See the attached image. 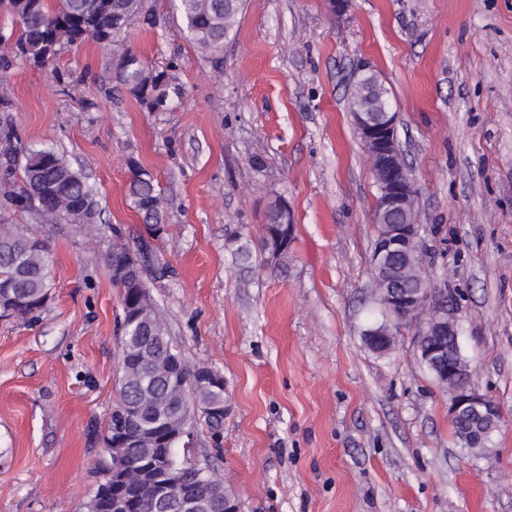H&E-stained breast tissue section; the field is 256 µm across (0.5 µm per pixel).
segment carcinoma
Here are the masks:
<instances>
[{"mask_svg": "<svg viewBox=\"0 0 512 512\" xmlns=\"http://www.w3.org/2000/svg\"><path fill=\"white\" fill-rule=\"evenodd\" d=\"M187 34L205 52H217L234 28L241 0H175ZM11 10L19 24L14 56H0V70L10 69L16 60L45 66L53 62L65 44L74 45L92 38L111 37L117 42L132 22L143 19L153 24V16L144 10L143 0H0ZM116 80L137 100L153 111L168 107L166 88L171 77L154 72L130 53L116 65ZM19 135L13 123L0 122V155L3 162V188L0 208L31 211L40 224H77L84 233L99 231L100 211L96 192L84 174L53 150H32L18 154ZM21 171V182L12 178ZM128 197L152 233L163 230L165 221L161 193L151 172L136 165L131 170ZM33 231L23 224L0 225V293L10 292L20 307L21 316L40 310L48 299L52 284L53 262L44 241L31 244ZM109 266L123 262L135 267L133 254L122 244L112 246ZM128 295H122L119 343L124 365L118 378V398L112 407L124 405L138 409V428L143 433L159 432L169 420L178 419L182 393L201 405L224 401V392L192 387L191 367L177 349L164 324L157 319L149 292L141 293V306L131 309ZM150 449L140 446L130 435L126 456L130 464L142 468L149 464ZM94 494L84 504V512H112V499L100 492L110 470L102 465Z\"/></svg>", "mask_w": 512, "mask_h": 512, "instance_id": "1", "label": "carcinoma"}]
</instances>
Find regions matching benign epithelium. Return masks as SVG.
<instances>
[{
	"label": "benign epithelium",
	"mask_w": 512,
	"mask_h": 512,
	"mask_svg": "<svg viewBox=\"0 0 512 512\" xmlns=\"http://www.w3.org/2000/svg\"><path fill=\"white\" fill-rule=\"evenodd\" d=\"M360 139L379 191L373 220L377 224L370 259L375 294L384 311L385 321L373 330V345L384 352L390 346L393 332L406 325L416 327L414 346L422 363L435 368L438 384L450 394L448 420L454 425L465 413L477 415L489 428L496 429L502 419L500 406L490 397L479 393L466 378L470 367L448 353V343L460 347L458 315L460 299L448 291V284H435V265L421 257L426 240V227L417 220L419 190L407 175V166L397 144V113L391 104L381 99H369L355 113ZM267 261L278 264L288 255L289 244L266 225ZM198 384L203 388L224 387V377L207 367H197ZM224 405L193 404L181 420L174 441L189 447L193 420L200 416L222 415ZM114 466L112 472L129 484L141 482V474L128 468L120 440L112 442ZM168 450H160L159 464L147 481L151 482L154 508L166 507L168 492L182 489L184 472L198 467L185 466L175 472L166 464ZM226 499V512H240L238 498L224 485L222 477L208 474Z\"/></svg>",
	"instance_id": "benign-epithelium-1"
}]
</instances>
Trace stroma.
Segmentation results:
<instances>
[{
    "label": "stroma",
    "instance_id": "35a3bbf8",
    "mask_svg": "<svg viewBox=\"0 0 512 512\" xmlns=\"http://www.w3.org/2000/svg\"><path fill=\"white\" fill-rule=\"evenodd\" d=\"M121 46L62 47L59 67L16 62L0 96L25 150L87 175L101 231L0 219L47 241L54 281L36 318L0 317V512H83L118 393L121 293L107 255L150 238L128 200L133 166L159 183L144 279L189 364L224 376L221 439L193 424L187 458L223 476L242 512H512V0H241L221 54L189 42L173 0H145ZM176 63L166 111L115 81L122 50ZM370 65L389 92L438 269L462 294L472 383L502 410L480 454L413 329L367 347L377 188L348 90ZM288 205L287 260L261 251ZM251 256L234 260L238 246Z\"/></svg>",
    "mask_w": 512,
    "mask_h": 512
}]
</instances>
